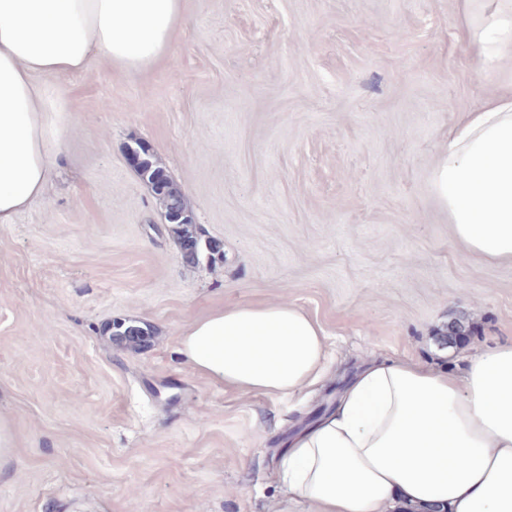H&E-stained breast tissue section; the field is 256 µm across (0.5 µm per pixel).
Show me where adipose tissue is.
<instances>
[{
    "label": "adipose tissue",
    "instance_id": "1",
    "mask_svg": "<svg viewBox=\"0 0 512 512\" xmlns=\"http://www.w3.org/2000/svg\"><path fill=\"white\" fill-rule=\"evenodd\" d=\"M486 70L512 59V0H461ZM182 0H0V224L45 193L50 105L34 77L94 58L132 73L166 53ZM431 185L465 251L512 262V87L448 132ZM178 352L195 372L243 393L285 397L326 374L321 325L288 302L215 309ZM278 512H512V343L474 357L464 376L410 360L359 367L327 414L276 456Z\"/></svg>",
    "mask_w": 512,
    "mask_h": 512
}]
</instances>
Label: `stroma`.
Here are the masks:
<instances>
[{
    "mask_svg": "<svg viewBox=\"0 0 512 512\" xmlns=\"http://www.w3.org/2000/svg\"><path fill=\"white\" fill-rule=\"evenodd\" d=\"M512 80L459 0H183L164 59L40 75L45 196L0 224V512H274L275 457L349 368L460 375L512 341V263L468 255L431 170L448 129ZM149 145L224 257L189 266L126 147ZM288 301L327 374L243 394L177 353L217 307ZM151 341L118 346L113 323Z\"/></svg>",
    "mask_w": 512,
    "mask_h": 512,
    "instance_id": "35a3bbf8",
    "label": "stroma"
}]
</instances>
